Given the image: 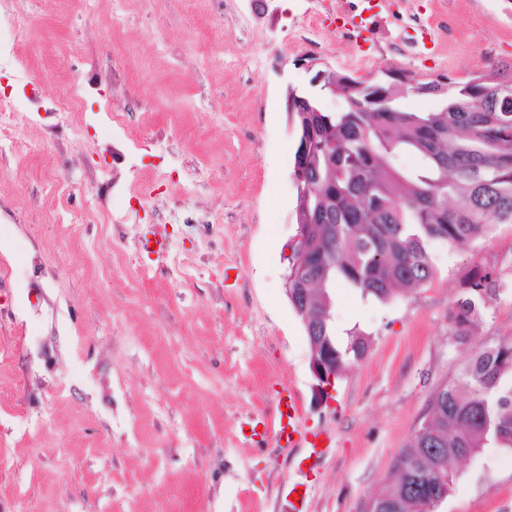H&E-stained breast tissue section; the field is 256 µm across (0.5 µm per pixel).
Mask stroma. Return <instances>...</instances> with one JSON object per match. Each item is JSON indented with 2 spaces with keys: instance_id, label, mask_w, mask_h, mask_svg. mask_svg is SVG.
Masks as SVG:
<instances>
[{
  "instance_id": "35a3bbf8",
  "label": "stroma",
  "mask_w": 512,
  "mask_h": 512,
  "mask_svg": "<svg viewBox=\"0 0 512 512\" xmlns=\"http://www.w3.org/2000/svg\"><path fill=\"white\" fill-rule=\"evenodd\" d=\"M336 7L7 0L0 113L22 111L23 146L0 154V512H367L430 393L512 336V224H500L477 245L435 247L434 278L389 302L335 288L337 332L359 326L370 348L320 396L285 290L289 90L338 107L313 58L356 78L512 65V0H384L361 43L326 24ZM78 88L79 114L63 112ZM153 226L158 253L144 248ZM479 265L506 286L461 345L448 312ZM284 387L300 427L331 435L324 457L277 446ZM454 469L438 512H512V450Z\"/></svg>"
}]
</instances>
